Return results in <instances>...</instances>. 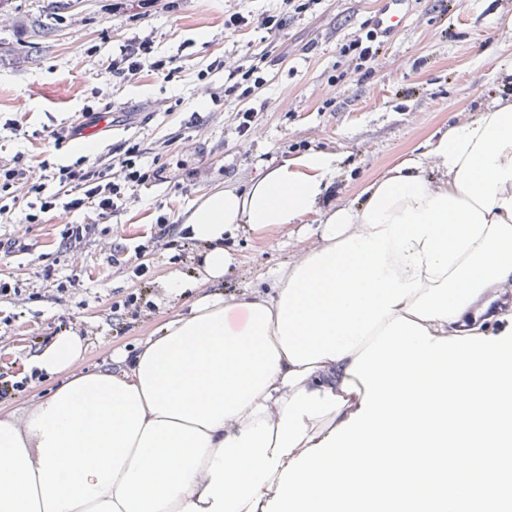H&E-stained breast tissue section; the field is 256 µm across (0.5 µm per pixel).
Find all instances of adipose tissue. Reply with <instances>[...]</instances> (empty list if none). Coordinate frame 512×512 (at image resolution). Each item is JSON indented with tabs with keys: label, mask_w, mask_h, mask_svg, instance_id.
<instances>
[{
	"label": "adipose tissue",
	"mask_w": 512,
	"mask_h": 512,
	"mask_svg": "<svg viewBox=\"0 0 512 512\" xmlns=\"http://www.w3.org/2000/svg\"><path fill=\"white\" fill-rule=\"evenodd\" d=\"M331 172L329 157L310 154L246 193L209 196L191 217L194 237L212 245L208 278L229 262L225 233L241 224L278 232L317 211ZM392 174L424 177L429 195L512 224V103L454 127ZM370 231L362 208L340 207L325 214L313 250ZM288 282L232 305L204 295L118 372L86 371L79 337L55 340L33 365L61 385L33 407L0 413V512H263L290 460L347 422L366 393L349 372L353 355L289 361L277 339ZM511 293L512 273L457 320L426 327L439 338L491 334L493 323L512 322L502 302Z\"/></svg>",
	"instance_id": "ef3b65f1"
}]
</instances>
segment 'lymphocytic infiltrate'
I'll use <instances>...</instances> for the list:
<instances>
[{
    "label": "lymphocytic infiltrate",
    "instance_id": "1",
    "mask_svg": "<svg viewBox=\"0 0 512 512\" xmlns=\"http://www.w3.org/2000/svg\"><path fill=\"white\" fill-rule=\"evenodd\" d=\"M285 2L288 9L284 12L263 11L248 16L236 11L225 12L224 28L231 32L253 28L273 35L285 27L289 14L307 11L315 0ZM268 57V51L263 50L251 54L249 58L238 59L227 68L229 84L226 91L237 95L243 102L238 111L240 132H248L252 127L255 112L252 102L265 84L263 72ZM147 67L167 78L182 70L176 58L157 55L155 41L149 35L125 39L110 63L113 77L124 80L135 77ZM141 157L139 144L127 141L119 149L116 162L107 164L99 160L80 159L59 167L52 175L57 189L51 193L47 192L44 182L36 179L34 165L26 163L23 156L0 157V194L18 204L21 221L25 224L41 223L45 216L61 210L89 213L90 221L65 225L62 231L66 248L72 249L95 235L99 224L123 210L127 199L138 187L159 180L164 172L163 167L147 166L142 163ZM152 243L182 255L194 246L195 241L188 229L161 216L151 234L149 244ZM149 244H140L135 248L138 262L132 269L134 278H144L148 273L149 267L144 257Z\"/></svg>",
    "mask_w": 512,
    "mask_h": 512
}]
</instances>
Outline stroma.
Returning a JSON list of instances; mask_svg holds the SVG:
<instances>
[{"label": "stroma", "instance_id": "obj_1", "mask_svg": "<svg viewBox=\"0 0 512 512\" xmlns=\"http://www.w3.org/2000/svg\"><path fill=\"white\" fill-rule=\"evenodd\" d=\"M381 3L320 0L291 17L270 43L260 32H225L224 11L274 12L281 0H177L174 9L157 6L139 21L113 15L112 0H11L21 27L0 26V155L75 162L77 145L53 149L44 132L80 122L86 109H101L95 93L106 89L113 122L91 139L92 156L131 140L145 163L167 172L139 188L109 221L114 258L91 238L78 255L61 248L64 223H84V214L26 225L16 210L0 218V244L21 235L29 246L27 253L0 258V276L22 291L18 300L0 303V373L29 375L31 357L59 337L64 321L83 343L85 367L95 371L139 353L168 320L189 314L198 291L171 283L203 277L204 259L178 258L158 247L146 258L154 272V319L120 334L112 329V302L136 288L115 261L133 256L157 217L170 215L184 225L213 193H245L284 161L315 152L334 158L316 213L275 234L241 224L225 237L229 266L214 285L233 304L290 268L317 240L321 213L361 205L364 187L388 169L493 104L512 102V37L504 35L512 26V0H458L449 10L440 0H413L400 30L366 62V74L350 76L345 46L364 34ZM137 34L153 35L158 56L180 59L182 72L167 78L146 70L130 81L113 79L108 59L123 38ZM266 47L282 62L265 73L260 97L266 106L255 117L256 134L245 137L238 128L240 104L225 95L224 71L212 63ZM203 82L214 98L201 96ZM197 167L206 168L205 177L191 178ZM47 266L53 269L49 280L42 276ZM31 292L39 301L28 300Z\"/></svg>", "mask_w": 512, "mask_h": 512}]
</instances>
